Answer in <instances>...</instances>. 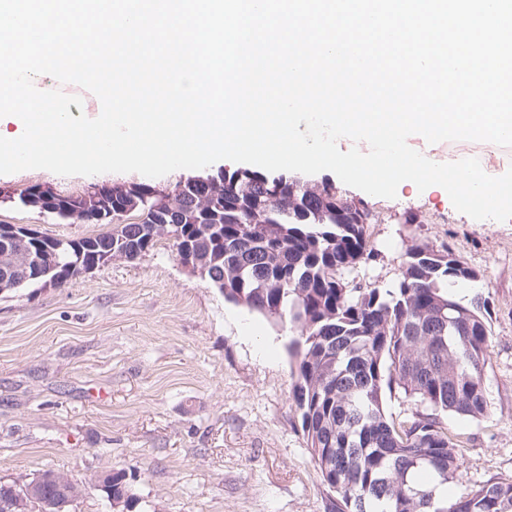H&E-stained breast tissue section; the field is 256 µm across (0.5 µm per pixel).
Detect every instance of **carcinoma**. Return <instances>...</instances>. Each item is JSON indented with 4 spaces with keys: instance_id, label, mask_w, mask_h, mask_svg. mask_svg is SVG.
I'll use <instances>...</instances> for the list:
<instances>
[{
    "instance_id": "1",
    "label": "carcinoma",
    "mask_w": 512,
    "mask_h": 512,
    "mask_svg": "<svg viewBox=\"0 0 512 512\" xmlns=\"http://www.w3.org/2000/svg\"><path fill=\"white\" fill-rule=\"evenodd\" d=\"M214 180L205 195L188 178L169 189L114 185L107 198L55 194L48 213L71 224L87 207L97 208V224L134 217L94 236L91 253L84 239L68 240L56 250L58 264L106 255L123 238L154 250L166 238L153 225L171 223L170 204L179 203L172 247L207 256V277L225 300L300 327L288 347L291 394L312 460L336 493L331 512H512L511 479L436 498V487L463 467L459 435L443 418L476 420L489 407L488 320L479 303L449 291L480 273L449 247L417 245L396 286L349 288L341 274L376 258L369 208L343 200L330 182L312 188L249 170ZM4 277L16 289L38 284L19 266L0 268ZM395 395L420 410L394 419L385 401ZM112 491L131 508L137 502L119 473Z\"/></svg>"
}]
</instances>
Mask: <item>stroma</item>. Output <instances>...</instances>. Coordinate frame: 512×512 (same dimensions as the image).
Masks as SVG:
<instances>
[{
	"label": "stroma",
	"mask_w": 512,
	"mask_h": 512,
	"mask_svg": "<svg viewBox=\"0 0 512 512\" xmlns=\"http://www.w3.org/2000/svg\"><path fill=\"white\" fill-rule=\"evenodd\" d=\"M482 167H512V148L439 144ZM138 173L60 176L35 169L0 175V192L43 184L62 194L140 183ZM375 222L378 256L346 286L389 288L415 245L449 247L481 278L462 301L484 304L492 351L484 372L487 413L448 418L465 458L449 484L460 497L512 477V219L489 223L458 212L439 186L406 181L393 199L337 183ZM0 224H35L52 237L103 232L0 201ZM297 329L225 300L184 271L163 246L115 259L64 287L0 294V480L45 470L85 488L68 512H110L91 479L125 474L138 512H330L335 494L307 448L290 398L288 343Z\"/></svg>",
	"instance_id": "stroma-1"
}]
</instances>
